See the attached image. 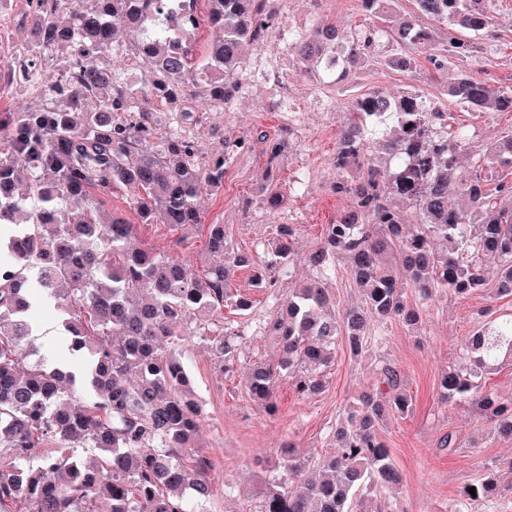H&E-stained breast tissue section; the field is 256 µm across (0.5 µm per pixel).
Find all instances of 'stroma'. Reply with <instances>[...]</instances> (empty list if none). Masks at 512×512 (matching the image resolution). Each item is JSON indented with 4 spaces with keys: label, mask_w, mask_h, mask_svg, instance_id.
<instances>
[{
    "label": "stroma",
    "mask_w": 512,
    "mask_h": 512,
    "mask_svg": "<svg viewBox=\"0 0 512 512\" xmlns=\"http://www.w3.org/2000/svg\"><path fill=\"white\" fill-rule=\"evenodd\" d=\"M266 8L276 14L280 31L250 48L244 86L230 111L210 110L202 82L193 97L170 106L177 117L191 112L185 129L203 160L220 150L223 143L256 130L285 143L279 159L283 200L278 208H267L257 194L267 173V145L258 140L252 141L248 152L231 159L223 186L203 192L197 199L203 223L223 225L235 247L263 256L274 226L290 224L296 250L307 253L319 243L325 224L349 208V199L334 195L331 185L336 179V134L348 118L344 105L350 93L380 90L395 95L414 89L433 106L452 113L455 124L466 127L471 135L470 149L462 156L466 172L487 147L512 130V112H466L443 93L447 81L470 68L478 69L492 84L512 85V0H502L495 15L496 35L488 40L477 61H456L441 75L430 76L428 58L435 52L430 44L417 51L416 71L403 73L367 64L356 71L347 91L322 86L306 73L286 33L324 22L336 24L344 32L368 26L371 19L359 10L357 0H268ZM29 25L25 0H11L8 9L0 12V29L7 33L6 39L0 40V59L26 41ZM289 101L303 112L305 133L289 128L283 120L281 112ZM103 209L108 214H124L135 224L133 246L164 251L192 270L209 259L204 236L180 243L167 226L140 223L125 190H115L105 198ZM485 265L488 286L483 292L459 296L442 291L427 301L411 294V302L421 312L418 326L410 328L393 320L380 328L382 352L400 370L413 399L411 414L389 418L379 429L401 477L394 498L399 512H446L462 486L479 480L489 468L501 475L499 494L493 503H473L472 512H512V438L491 434L475 417L468 401L443 404L437 396L442 372L458 363L467 337L487 321L512 314V297H499L493 291L496 262L489 259ZM310 275L307 266L295 265L291 276L281 278L271 295L255 286L250 270L235 271L230 280L233 292L253 301L252 310L243 318L244 329L253 331L259 320L280 306L289 290ZM33 333L32 341L47 364L62 363L72 371L82 370L80 357L70 355L62 360L56 355L61 336L55 313L42 312ZM278 357L276 344L254 338L242 349V366L227 379L208 342L195 338L184 349L183 360L204 409L198 442L213 460L221 484L204 504V512H238L258 492L259 460L273 454L285 441H293L304 450L333 452L332 426L376 381L368 362L354 359L340 343L325 370V390L302 399L288 380H280L278 410L271 415L244 390L245 363L261 358L274 362ZM447 434L456 441L455 452L440 448Z\"/></svg>",
    "instance_id": "1"
}]
</instances>
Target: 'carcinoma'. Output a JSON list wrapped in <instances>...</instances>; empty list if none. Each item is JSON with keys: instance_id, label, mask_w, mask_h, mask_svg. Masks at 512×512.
Returning <instances> with one entry per match:
<instances>
[{"instance_id": "cac0c4a2", "label": "carcinoma", "mask_w": 512, "mask_h": 512, "mask_svg": "<svg viewBox=\"0 0 512 512\" xmlns=\"http://www.w3.org/2000/svg\"><path fill=\"white\" fill-rule=\"evenodd\" d=\"M196 2L173 0L148 29L146 16L160 8L153 0H36L29 38L3 62L9 83L36 93L44 106L36 112L20 106L0 123V512H94L97 498L110 502L109 512H192L211 496L214 464L194 445L204 411L182 347L198 337L211 344L220 371L237 370L251 337L232 323L219 333L208 326L224 308L251 306L229 288L236 268L250 269L255 285L271 292L300 261L313 272L283 303L285 312L268 314L259 326L281 358L254 362L246 387L270 413L283 377L303 399L324 390L320 368L339 340L358 358L382 342L376 327L386 321L415 325L419 313L408 288L424 298L441 290L480 292L487 286L485 255L499 263L497 294L512 296V181L498 182L497 201L486 190L487 167L512 171V133L461 178L467 131H448V113L412 89L395 96L367 91L348 101L332 192L353 207L338 212L304 256L293 248L290 224L277 225L259 261L232 245L224 225L203 223L196 200L222 186L230 153L244 139L202 161L188 137L168 130L171 113L162 103L203 77L213 106L224 107L242 87L246 49L273 35L274 23L266 0H207L206 22L223 38L198 57L190 40L200 25ZM358 2L380 24L350 33L336 70L322 67L334 52L336 26L296 34L294 53L322 83L345 86L367 63L411 72L414 52L434 41L439 25L444 42L429 58L433 74L455 59L474 58L499 0H413L412 16L402 20L395 19L396 0ZM118 26L136 32L132 54L144 65L136 86L110 68L86 64L111 52ZM383 39L391 44L389 56L379 54ZM60 51L68 54L67 74L47 84L38 62ZM447 95L474 112H512V87L478 73L460 74ZM372 143L389 164H372ZM282 148L278 140L268 150L264 201L271 208L280 202L274 171ZM118 187L128 191L141 223L169 226L179 243L200 232L221 261L189 274L159 250L130 248L135 225L95 210ZM453 194L468 207L448 205ZM24 235L33 250L17 248ZM340 260L362 302L338 313L327 284ZM40 297L61 309L67 350L86 359L87 396L79 404L69 398L72 373L22 359L33 331L27 311ZM505 358L512 361L511 315L469 337L468 364L441 374L438 395L444 403L470 400L483 423L512 437V403L475 383ZM377 374L374 387L332 427L333 455L303 453L293 444L275 451L269 469L276 476L262 485L255 512H369L371 494L396 493L400 476L377 426L409 414L412 402L393 363L378 358ZM78 448L98 455L86 463ZM475 491L464 487L448 512L495 498V475Z\"/></svg>"}]
</instances>
